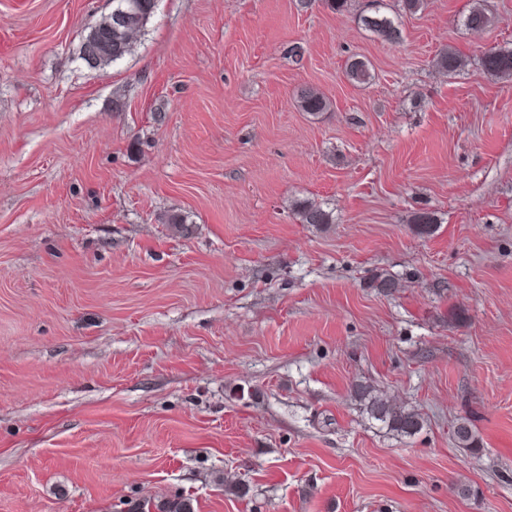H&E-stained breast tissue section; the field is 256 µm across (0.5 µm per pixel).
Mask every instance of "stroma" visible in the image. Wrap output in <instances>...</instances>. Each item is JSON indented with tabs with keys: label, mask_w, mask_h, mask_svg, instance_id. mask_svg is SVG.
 I'll return each instance as SVG.
<instances>
[{
	"label": "stroma",
	"mask_w": 512,
	"mask_h": 512,
	"mask_svg": "<svg viewBox=\"0 0 512 512\" xmlns=\"http://www.w3.org/2000/svg\"><path fill=\"white\" fill-rule=\"evenodd\" d=\"M366 2L158 0L93 68L112 0H0V512H512V0ZM158 0H112V13L91 28L81 46V58L90 67L109 65L129 54L134 37L140 34L154 13ZM122 18L117 24L116 15ZM97 52L89 53L92 46ZM85 54H88L87 56ZM370 13L360 15L359 19L365 28L376 33L384 41L391 44L398 43L402 38V31L397 16L393 17L383 11L385 0H370ZM481 66L494 78H512V49H491L481 58ZM296 100L299 108L308 115L316 116L328 109L326 98L311 87H301L296 91ZM295 211L300 222L304 224H331L335 221L332 212L315 201L307 200L297 203ZM353 395L371 420L397 436L412 437L422 428V419L414 409L390 403L381 393L366 385L356 384Z\"/></svg>",
	"instance_id": "obj_1"
}]
</instances>
